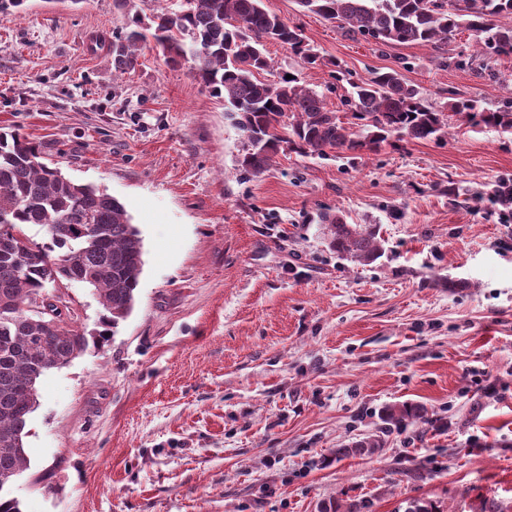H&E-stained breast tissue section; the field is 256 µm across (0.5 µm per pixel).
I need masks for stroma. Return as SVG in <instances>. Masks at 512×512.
I'll list each match as a JSON object with an SVG mask.
<instances>
[{"label":"stroma","instance_id":"stroma-1","mask_svg":"<svg viewBox=\"0 0 512 512\" xmlns=\"http://www.w3.org/2000/svg\"><path fill=\"white\" fill-rule=\"evenodd\" d=\"M179 5L0 13V130L118 198L144 261L132 314L38 386L13 487L24 512H404L414 499L512 512V224L446 192L512 173V143L448 109L460 96L497 108L504 90L430 47L353 38L296 0H263L325 60L269 44V81L295 74L345 120L349 83L393 69L449 129L353 163L285 151L249 180L245 136L190 64L151 43L134 69L112 62L113 32ZM326 208L380 224L383 257L331 250ZM402 403L422 418L387 424ZM377 437L372 455L336 456Z\"/></svg>","mask_w":512,"mask_h":512}]
</instances>
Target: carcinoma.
Returning <instances> with one entry per match:
<instances>
[{
    "instance_id": "obj_1",
    "label": "carcinoma",
    "mask_w": 512,
    "mask_h": 512,
    "mask_svg": "<svg viewBox=\"0 0 512 512\" xmlns=\"http://www.w3.org/2000/svg\"><path fill=\"white\" fill-rule=\"evenodd\" d=\"M299 6L335 22L348 35L371 38L382 45L421 44L445 54L455 33L474 36L476 55L458 54L456 65L475 67L494 83L501 56H512V26L492 18L512 15V0H297ZM155 42L166 62L191 63L195 76L224 98L230 116L249 147L240 159L247 177H259L273 159L288 150L301 157L330 152L357 156L378 151L389 137L406 141L438 139L448 130L443 113L427 105L419 90L395 70H379L350 84L342 103L357 120L358 130L344 125L327 108L325 95L280 77L260 79L270 67L267 44L278 43L308 67L324 64L305 42L301 29L266 11L262 0H182L180 9L162 8L144 24L114 36L116 68L135 67L141 45ZM451 111L475 126L494 128L512 139V99L491 110L474 99L458 97ZM448 201L494 214L512 224V175L505 174L486 191L461 195L448 185ZM329 247L361 265L382 256L377 224H351L344 214H321ZM39 225L48 241L29 246L27 227ZM142 273V240L125 207L89 184L59 176L43 162L39 144L17 131L0 132V512H23L11 487L28 468L24 438L29 415L38 402V383L51 369L69 365L91 343L132 312ZM84 279L102 309V330L89 333L70 313L58 329H44V316L27 310L31 300L50 285ZM390 422L401 425L421 418L408 403L386 409ZM377 439L336 449L339 458L373 453Z\"/></svg>"
}]
</instances>
